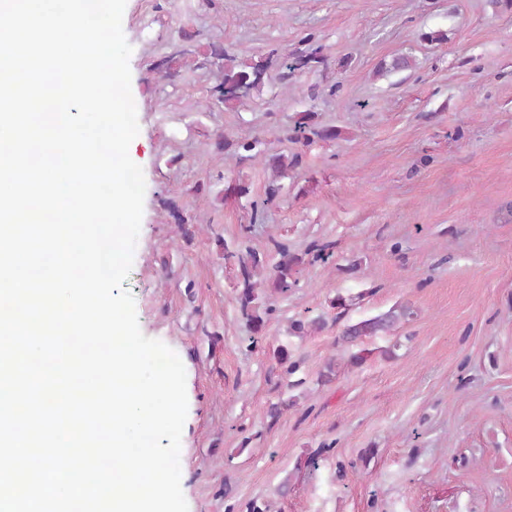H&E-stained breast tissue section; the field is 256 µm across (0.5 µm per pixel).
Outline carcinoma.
<instances>
[{"mask_svg":"<svg viewBox=\"0 0 512 512\" xmlns=\"http://www.w3.org/2000/svg\"><path fill=\"white\" fill-rule=\"evenodd\" d=\"M212 55L224 60L221 81L214 87V91L218 94V100L227 106L241 102L266 79L273 81L277 78L281 80L285 78L283 74L277 77L271 74V62L268 60L250 63L238 61L222 47L214 48ZM321 64H323V58L320 55V49L312 48L301 55L286 58L283 68L292 72L302 69L314 71ZM316 116L315 112L299 113V118L293 127L295 140H302L307 144L311 142L313 136L321 140L336 138V130L320 126L316 122ZM217 150L226 157L236 156L239 151L243 150L249 153L250 158L265 161L276 173L266 188V196L269 200L276 198L279 193L277 174L288 167L286 156L269 153L265 143L258 138L250 141H238L224 137L217 143ZM274 247L280 255V261L275 265L273 276L269 278V281H271L273 291L285 293L296 283V275L299 273L303 259L290 253L288 247L283 243L276 241ZM238 262L242 276V288L239 291L240 308L242 314L247 317L252 331L259 335L266 328L264 319L257 314L260 290L263 288V280L260 278L261 269H263L261 259L255 250L248 248L238 257ZM411 315L412 312L407 306L393 307L382 314L361 319L347 326L343 331L342 340L354 344L363 337L387 336L401 320ZM325 325V318L321 315L314 318L301 317L290 323L289 330L295 336L304 337L323 330ZM274 358L284 368V374L288 378L299 369L297 363L290 361L288 348L283 345L274 350Z\"/></svg>","mask_w":512,"mask_h":512,"instance_id":"cac0c4a2","label":"carcinoma"}]
</instances>
